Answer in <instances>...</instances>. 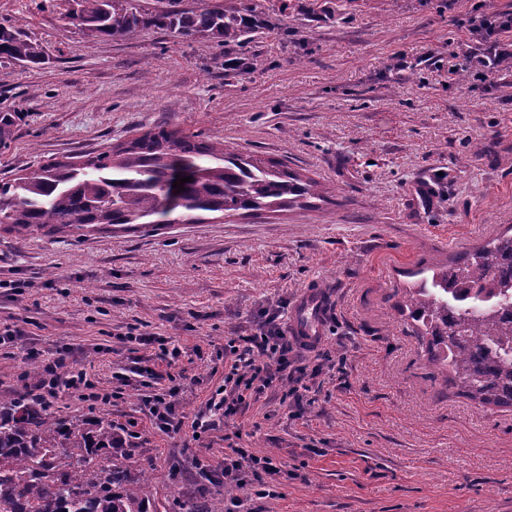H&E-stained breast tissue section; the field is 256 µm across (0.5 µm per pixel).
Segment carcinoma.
I'll return each mask as SVG.
<instances>
[{
  "label": "carcinoma",
  "mask_w": 512,
  "mask_h": 512,
  "mask_svg": "<svg viewBox=\"0 0 512 512\" xmlns=\"http://www.w3.org/2000/svg\"><path fill=\"white\" fill-rule=\"evenodd\" d=\"M75 0L68 18L84 32L122 38L144 29L242 46L257 27L258 4L216 0L188 8L160 0ZM42 47L0 26V59L38 65ZM188 176L177 193L173 181ZM319 184L280 161L239 152L165 123L86 154L50 159L0 179V225L19 237L78 233L92 225L153 228L203 224L206 213L259 212L304 205ZM512 235H499L423 279L398 303L422 325L419 340L446 383L482 407L512 408V323L480 302L486 287L511 279L500 270ZM121 445L105 416L66 418L0 399V512H151V477L115 459Z\"/></svg>",
  "instance_id": "carcinoma-1"
}]
</instances>
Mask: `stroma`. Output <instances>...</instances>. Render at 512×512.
Wrapping results in <instances>:
<instances>
[{
	"mask_svg": "<svg viewBox=\"0 0 512 512\" xmlns=\"http://www.w3.org/2000/svg\"><path fill=\"white\" fill-rule=\"evenodd\" d=\"M251 43L158 30L87 35L73 0H0L45 59H0V113L16 116L0 176L100 150L159 123L284 162L323 196L278 212L209 214L154 232L19 238L0 231V396L20 394L31 353L71 347L92 382L152 349L128 325L183 351L186 417L224 383L215 356L266 312L290 329L300 297L327 296L315 352L329 357L303 407L261 395L197 448L180 447L128 391L104 414L152 473L157 512L240 499V512H512V409L482 410L446 386L401 313L418 269L512 228V58L490 79L449 75L479 51L465 24L479 0H260ZM257 56V68L244 61ZM11 280L28 281L23 292ZM343 360V371L332 363ZM283 463L273 496L227 488L225 434ZM212 467L202 477L197 460Z\"/></svg>",
	"mask_w": 512,
	"mask_h": 512,
	"instance_id": "obj_1",
	"label": "stroma"
}]
</instances>
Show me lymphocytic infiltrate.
Wrapping results in <instances>:
<instances>
[{
	"label": "lymphocytic infiltrate",
	"mask_w": 512,
	"mask_h": 512,
	"mask_svg": "<svg viewBox=\"0 0 512 512\" xmlns=\"http://www.w3.org/2000/svg\"><path fill=\"white\" fill-rule=\"evenodd\" d=\"M470 32L484 37L488 46L482 55H465L457 68L488 79L505 59L512 57V14L498 10L481 13L471 18ZM294 347V337L288 336L273 313L251 335L226 337L224 385L190 423L173 402L181 390L177 378H170L167 386H159V372L137 364L117 374L112 392L102 393L88 379L86 371L76 367L68 348L57 350L54 357L43 361L39 378L25 385L23 397L46 407L66 394L96 410L123 396L126 388L134 387L141 390V405L161 432L183 436L184 427H191L192 436L183 437L184 447L191 448L198 438L216 430L224 420L241 412L249 399L266 390L278 389L283 398L301 401L302 390L322 373L324 362L318 358L310 366L300 363L292 355ZM281 473L282 466L276 458L254 456L237 445L233 446L231 456L224 459L225 480L240 487H254L256 496L261 498L274 495Z\"/></svg>",
	"instance_id": "lymphocytic-infiltrate-1"
}]
</instances>
